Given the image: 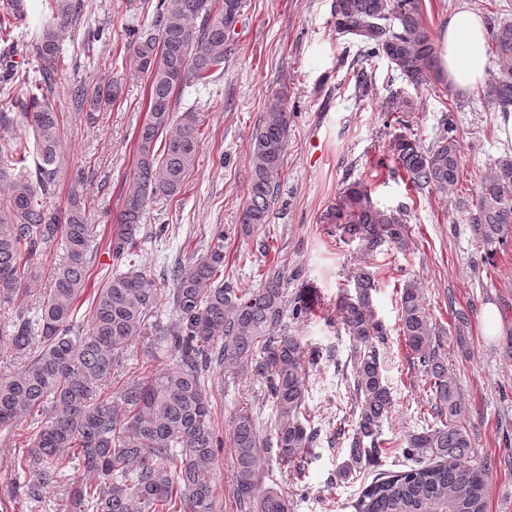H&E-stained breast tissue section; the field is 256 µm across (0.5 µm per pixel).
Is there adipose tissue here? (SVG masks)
<instances>
[{
  "label": "adipose tissue",
  "instance_id": "obj_1",
  "mask_svg": "<svg viewBox=\"0 0 512 512\" xmlns=\"http://www.w3.org/2000/svg\"><path fill=\"white\" fill-rule=\"evenodd\" d=\"M487 29L483 17L462 5L448 16L440 41V66L458 89L480 86L488 68Z\"/></svg>",
  "mask_w": 512,
  "mask_h": 512
}]
</instances>
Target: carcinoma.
Returning a JSON list of instances; mask_svg holds the SVG:
<instances>
[{
    "label": "carcinoma",
    "instance_id": "1",
    "mask_svg": "<svg viewBox=\"0 0 512 512\" xmlns=\"http://www.w3.org/2000/svg\"><path fill=\"white\" fill-rule=\"evenodd\" d=\"M40 34L27 45L40 79L24 115L34 130V149L0 136V311L11 313V330L0 334V356L18 359L21 369L0 377V426L26 422L30 433L13 466L26 477L32 496L57 481L65 460L76 463L67 512H217L215 461L221 439L214 427L212 366L248 371L264 382L271 404L274 438L260 433L248 405L238 407L232 426L233 472L240 512H293L288 490L266 485L263 461L300 472L313 446L306 393V365L315 351L282 328L286 312L307 314L305 299L288 297V277L267 271L260 288L216 282L224 270V226H217L201 255L176 265L170 288L151 287L136 264L142 215L149 199L174 198L194 169L203 115L190 107L177 113L183 89L206 84L224 72L230 34L224 12H242L243 0H158L154 21L133 28L127 49L147 78V120L138 129L136 166L106 248L126 271L108 277L94 291L88 324L77 322L81 294L89 280V253L96 247L94 225L86 223L87 198L74 190L55 211L43 198L55 190L60 146V112L53 96L54 75L64 64L61 34L80 27L84 0H46ZM423 0H336V31L365 45L367 56L382 55L414 86L439 73V48L423 18ZM499 71L484 96L500 111L512 109V22L490 34ZM122 95L113 80L88 91L79 86L73 103L93 123ZM403 132L393 156L410 182L422 190L453 193L460 177V149L453 122L430 146L411 132V101L400 107ZM291 113L280 105L266 113L251 142L247 201L240 231L249 235L267 224L280 187ZM161 149H156V146ZM35 152V171L25 165ZM474 239L491 259L512 242V157L496 159L476 196ZM340 236L357 243L362 262L351 274L353 288L336 299L342 328L352 347L355 421L342 434L349 453L341 475L356 474L379 453L381 427L393 403L378 345L386 335L373 307V258L383 245L409 246L411 226L402 209L380 207L362 182L347 185L326 215ZM64 247L52 286L35 315L17 305L25 282L37 276L34 258ZM399 332L413 364L431 380L432 422L407 436L403 455L412 465L373 479L355 512H486L489 469L478 460L472 433L462 422L455 376L443 353L442 331L433 323L416 283L399 296ZM168 308L172 329L158 319ZM164 347L167 364L154 356L143 376L112 393V377L134 342Z\"/></svg>",
    "mask_w": 512,
    "mask_h": 512
}]
</instances>
